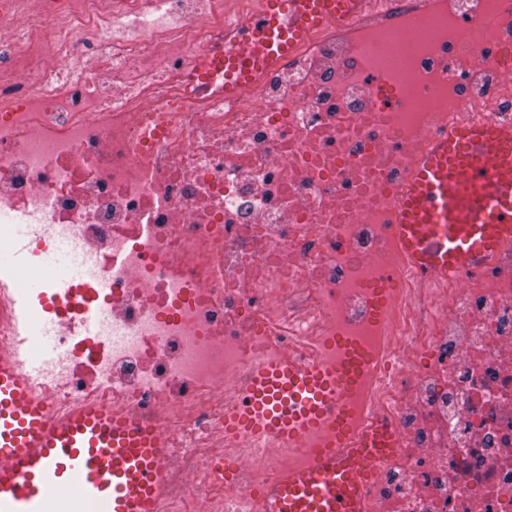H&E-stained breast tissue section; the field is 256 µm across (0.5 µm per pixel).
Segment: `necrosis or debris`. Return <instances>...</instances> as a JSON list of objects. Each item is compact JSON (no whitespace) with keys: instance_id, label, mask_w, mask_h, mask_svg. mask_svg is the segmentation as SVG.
<instances>
[{"instance_id":"4bbe7bcc","label":"necrosis or debris","mask_w":512,"mask_h":512,"mask_svg":"<svg viewBox=\"0 0 512 512\" xmlns=\"http://www.w3.org/2000/svg\"><path fill=\"white\" fill-rule=\"evenodd\" d=\"M236 99L223 0H0V249L66 245L42 390L157 430L159 512H257L344 424L390 427L365 512H512V239L448 281L393 217L416 158L512 122V0H389ZM352 366L339 421L232 435L253 369Z\"/></svg>"}]
</instances>
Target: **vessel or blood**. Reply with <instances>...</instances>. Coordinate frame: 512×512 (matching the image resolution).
<instances>
[{
  "instance_id": "vessel-or-blood-1",
  "label": "vessel or blood",
  "mask_w": 512,
  "mask_h": 512,
  "mask_svg": "<svg viewBox=\"0 0 512 512\" xmlns=\"http://www.w3.org/2000/svg\"><path fill=\"white\" fill-rule=\"evenodd\" d=\"M373 0H260L224 49V96L236 97L328 27H348ZM395 231L419 268L442 277L492 253L512 236V126L474 123L437 137L415 164ZM43 355L19 362L0 350V512H72L59 491L77 485L84 512H158L165 446L155 430L95 404L61 413L34 377ZM340 370L257 367L247 403L228 432L295 439L331 416ZM394 443L381 427L348 455L319 450L308 468L266 493L265 512H364L371 461Z\"/></svg>"
}]
</instances>
